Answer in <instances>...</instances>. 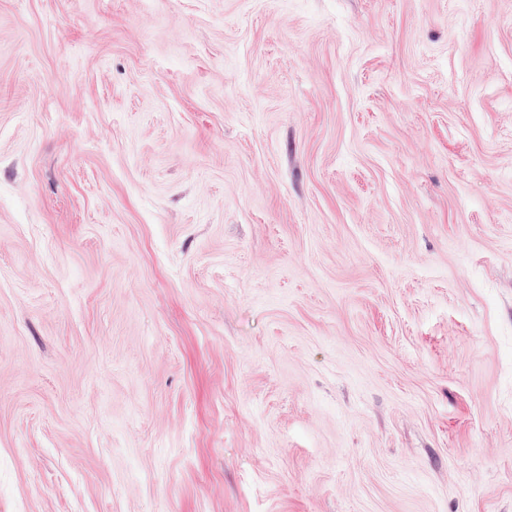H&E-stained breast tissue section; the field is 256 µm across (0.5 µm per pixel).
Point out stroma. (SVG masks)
<instances>
[{
	"mask_svg": "<svg viewBox=\"0 0 512 512\" xmlns=\"http://www.w3.org/2000/svg\"><path fill=\"white\" fill-rule=\"evenodd\" d=\"M0 512H512V0H0Z\"/></svg>",
	"mask_w": 512,
	"mask_h": 512,
	"instance_id": "stroma-1",
	"label": "stroma"
}]
</instances>
